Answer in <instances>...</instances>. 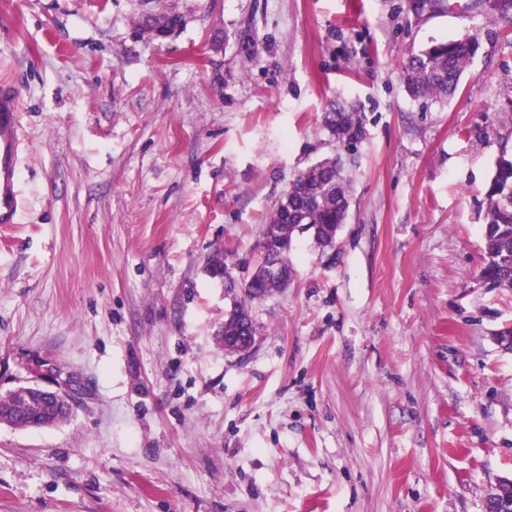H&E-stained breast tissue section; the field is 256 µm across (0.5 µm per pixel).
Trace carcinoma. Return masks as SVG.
<instances>
[{
    "instance_id": "1",
    "label": "carcinoma",
    "mask_w": 512,
    "mask_h": 512,
    "mask_svg": "<svg viewBox=\"0 0 512 512\" xmlns=\"http://www.w3.org/2000/svg\"><path fill=\"white\" fill-rule=\"evenodd\" d=\"M478 50V42L467 37L434 43L412 57L405 69L409 92L416 98H446L453 95L461 77ZM326 124L338 132L340 139L352 143L357 136L352 118L343 112H330ZM488 196L491 204L483 227L484 269L492 272L496 286L512 288V158L500 157L495 165ZM349 207L346 181L334 161L319 162L299 173L264 225L262 237L278 247H289L299 230L304 229L322 247L336 243L331 229L345 223ZM207 272L221 275L229 291L232 273L218 250L208 258ZM251 292L234 302L233 312L247 315L246 302L268 296L284 287L283 282L257 266L250 276ZM243 334L235 318L224 319L217 332L219 345L224 339ZM17 410L12 426L19 429L42 428L66 421L70 412L50 409L30 386H20L0 401Z\"/></svg>"
}]
</instances>
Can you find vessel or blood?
<instances>
[{
    "label": "vessel or blood",
    "mask_w": 512,
    "mask_h": 512,
    "mask_svg": "<svg viewBox=\"0 0 512 512\" xmlns=\"http://www.w3.org/2000/svg\"><path fill=\"white\" fill-rule=\"evenodd\" d=\"M24 151L17 86L0 80V224L17 223L22 207L20 161Z\"/></svg>",
    "instance_id": "1"
}]
</instances>
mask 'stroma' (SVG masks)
<instances>
[{
    "instance_id": "35a3bbf8",
    "label": "stroma",
    "mask_w": 512,
    "mask_h": 512,
    "mask_svg": "<svg viewBox=\"0 0 512 512\" xmlns=\"http://www.w3.org/2000/svg\"><path fill=\"white\" fill-rule=\"evenodd\" d=\"M0 0L22 99L18 223L0 226V396L76 381L73 415L0 425V512H485L512 478V288L480 277L512 155V21L484 0ZM465 35L454 96L406 65ZM358 119L351 145L325 127ZM342 167L335 247L296 237L287 288L215 340L264 224ZM243 330L235 318H224V325L217 332L216 337L218 344L224 347V352L228 355H239L250 350L253 344L251 336H237L242 335ZM233 336L229 338L228 337ZM225 338V339H224Z\"/></svg>"
}]
</instances>
